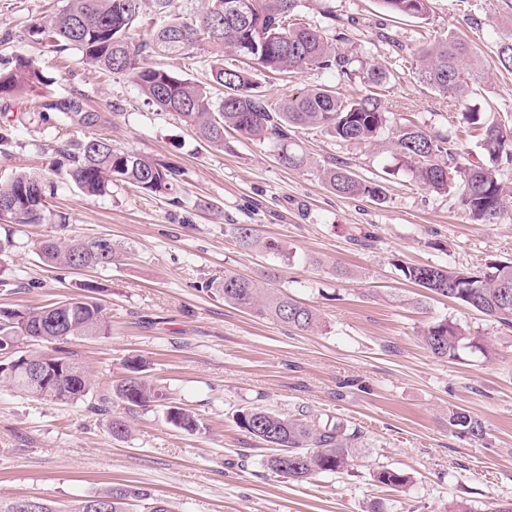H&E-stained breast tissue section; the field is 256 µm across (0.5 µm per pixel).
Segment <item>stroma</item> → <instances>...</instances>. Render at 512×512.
<instances>
[{"label":"stroma","instance_id":"35a3bbf8","mask_svg":"<svg viewBox=\"0 0 512 512\" xmlns=\"http://www.w3.org/2000/svg\"><path fill=\"white\" fill-rule=\"evenodd\" d=\"M67 0H0V58L32 56L55 78L59 98H76L100 113L96 129L59 130L58 112L31 96L0 97V182L26 172L51 175L66 139L89 134L115 147L176 163L186 183L177 200L151 197L122 184L90 197L75 185L48 196L47 207L70 224H0L15 245L0 255V306L38 307L97 285L110 336L68 345L92 373L94 388L72 406L45 403L0 388V512L18 498L67 506L131 486L140 500L128 512H446L455 501L471 512H495L512 502V327L408 281L403 267L485 270L512 261V205L497 223L478 224L457 189L421 187L400 166L391 129L372 145L344 142L321 129L295 139L308 157L284 167L272 146L227 130L223 150L204 147L175 117L147 104L127 78L94 72L80 53L23 40L27 26ZM313 24L336 16L338 48L355 58L352 77L306 70L268 84L278 100L305 87L341 83L347 94L366 89L370 68L387 74L389 111L455 142L472 161L484 160L467 138L458 106L423 83L411 54L423 42L456 31L477 49L465 69L469 103L489 122L512 132V69L496 51L512 42V0H431L428 20L386 16L380 0H301ZM343 164L366 180L383 179L385 198H345L321 178ZM247 224L279 241L284 255L245 252L231 235ZM111 238L118 259L107 270L51 269L34 243L48 234ZM350 276H332L334 266ZM280 268V289L314 307L321 328L304 332L238 309L204 282L233 271L263 280ZM444 321L485 348L440 359L421 341ZM131 356L150 379L199 420L189 433L169 424L162 408L128 407L111 396ZM106 411H98L101 398ZM259 406L325 425L362 431L348 470L296 483L265 465L271 450L236 423L243 407ZM481 420L477 439L450 426L451 411ZM130 424L125 439L111 423ZM394 469L411 478L403 488L375 482Z\"/></svg>","mask_w":512,"mask_h":512}]
</instances>
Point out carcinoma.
<instances>
[{
	"instance_id": "obj_1",
	"label": "carcinoma",
	"mask_w": 512,
	"mask_h": 512,
	"mask_svg": "<svg viewBox=\"0 0 512 512\" xmlns=\"http://www.w3.org/2000/svg\"><path fill=\"white\" fill-rule=\"evenodd\" d=\"M144 0H67L66 5L45 20L31 24L29 37L59 51L75 49L84 62L100 71L120 74L131 80L158 110L172 114L210 148L224 147V131L232 128L249 139L276 145L281 163L291 169L304 166L306 158L294 143L292 133L306 127L320 128L345 142L370 144L388 122V110L377 89L386 82L380 69L367 72L368 93L347 96L333 85H321L272 100L260 89L254 71L284 75L305 69L329 70L351 76L355 59L339 51L318 26L298 21L299 0H205L204 9L191 21L172 19L166 25L140 37L139 28L151 17L142 9ZM392 16L427 20L430 0H381ZM198 49L215 57L210 81L223 88L215 99L207 87L168 69L152 65L147 58H176ZM235 55L255 65V70L226 68L222 56ZM475 56L472 45L450 31L448 35L417 51L421 80L463 107L466 131L477 134L488 162L463 164L458 149L448 140L407 122L396 128L395 151L399 163L408 168L425 189L446 192L459 183L460 199L472 218L494 222L505 207L507 195L497 174L502 158L512 159V137L501 127L488 123L483 113L468 104V84L462 79L463 64ZM53 80L45 76L34 60L24 54L0 66V94L27 93L49 97L46 89ZM45 106L61 113L67 126L94 127L96 112L84 111L73 99L47 100ZM54 172L88 196H101L116 183L125 184L150 196L175 194L183 170L139 153L116 148L100 136L71 140L58 149ZM322 179L333 193L343 197L384 198V186L358 177L345 165L332 164L322 170ZM47 184L38 174H18L0 184V222L41 224L47 220ZM231 233L243 249L261 247L281 253L283 246L261 241L247 224H234ZM36 254L48 267L106 269L117 252L112 239L64 240L46 236L37 242ZM404 277L433 294L455 300L490 319L512 327V262H495L482 272L449 271L441 266L412 265L402 268ZM224 296V301L256 311L302 331L319 327L318 312L288 296L279 288H265L228 271L221 279L205 284ZM44 327L40 348L21 350L27 337L22 324ZM111 325L97 298L79 295L39 307L0 308V352L18 347L12 359L26 358L32 365L54 368L56 384L35 389L20 374L0 370V388L60 406L85 398L93 389L91 374L65 349L74 338H105ZM422 342L437 358L456 357L459 349L477 346L476 337L465 336L448 323L432 325ZM146 362L139 356L126 360L127 375L113 387V395L132 407L151 404L164 408L167 421L193 433L199 420L185 409L166 402L160 387L145 375ZM238 426L274 450L266 460L273 473L292 482H304L320 473L339 472L353 459L361 434L338 426L316 425L306 419L285 416L262 407H245L236 415ZM448 424L461 427L481 438V421L453 410ZM378 483L399 487L409 478L392 469L375 474ZM140 493L125 486L99 495L108 500L111 512H124V505Z\"/></svg>"
}]
</instances>
